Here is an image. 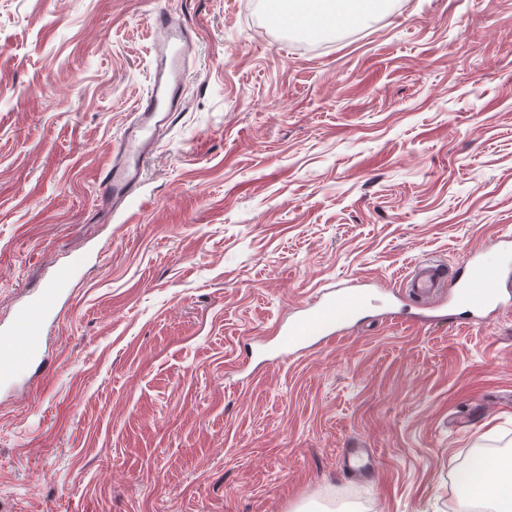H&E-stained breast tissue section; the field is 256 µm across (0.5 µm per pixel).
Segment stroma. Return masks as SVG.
<instances>
[{"label": "stroma", "mask_w": 512, "mask_h": 512, "mask_svg": "<svg viewBox=\"0 0 512 512\" xmlns=\"http://www.w3.org/2000/svg\"><path fill=\"white\" fill-rule=\"evenodd\" d=\"M162 7L196 43L184 110L110 214L95 175ZM266 13L0 0V323L56 270L77 284L50 367L0 386V512H461L469 455L512 453V312L426 321L399 290L512 234V0L313 35ZM353 278L352 333L281 359L291 308Z\"/></svg>", "instance_id": "obj_1"}]
</instances>
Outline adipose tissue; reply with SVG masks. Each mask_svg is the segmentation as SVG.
Segmentation results:
<instances>
[{
  "label": "adipose tissue",
  "mask_w": 512,
  "mask_h": 512,
  "mask_svg": "<svg viewBox=\"0 0 512 512\" xmlns=\"http://www.w3.org/2000/svg\"><path fill=\"white\" fill-rule=\"evenodd\" d=\"M282 11L301 14L303 22L320 30L361 24L376 14L382 0H277ZM459 484L469 500L478 502L483 512H512V456L477 460L458 472Z\"/></svg>",
  "instance_id": "obj_1"
}]
</instances>
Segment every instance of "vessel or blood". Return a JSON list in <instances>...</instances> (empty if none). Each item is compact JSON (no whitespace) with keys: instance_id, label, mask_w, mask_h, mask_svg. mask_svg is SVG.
Masks as SVG:
<instances>
[{"instance_id":"obj_1","label":"vessel or blood","mask_w":512,"mask_h":512,"mask_svg":"<svg viewBox=\"0 0 512 512\" xmlns=\"http://www.w3.org/2000/svg\"><path fill=\"white\" fill-rule=\"evenodd\" d=\"M150 26L157 35L152 46L155 68L151 81L123 136L96 174L97 201L108 210L119 209L136 198L160 131L171 125L181 110L188 56L193 49L190 34L176 12L168 8L153 13ZM446 280L444 268L424 260L407 274L404 286L425 309L439 312L448 306L471 316L504 308L507 295L512 294V288L504 284L502 270L486 267L475 255L470 256L466 272L456 280L453 293L444 303L439 294ZM72 294L68 272L58 271L17 308L8 326L0 327V379H10L33 364L46 366L42 354L45 328L60 320L63 305ZM363 299L364 291L357 280L323 289L279 325L282 350L293 356L343 338L360 315Z\"/></svg>"}]
</instances>
